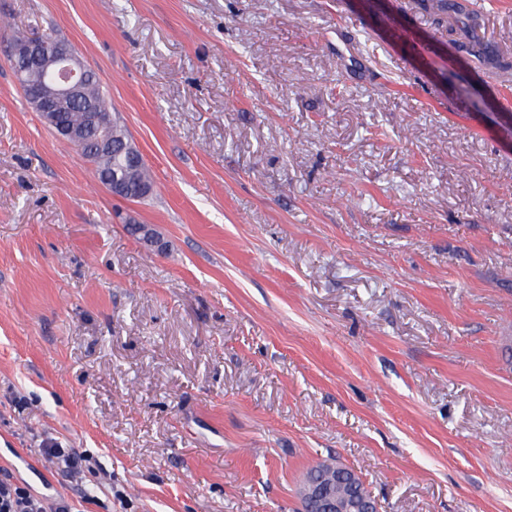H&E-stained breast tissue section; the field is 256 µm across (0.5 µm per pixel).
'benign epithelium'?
Instances as JSON below:
<instances>
[{
    "mask_svg": "<svg viewBox=\"0 0 512 512\" xmlns=\"http://www.w3.org/2000/svg\"><path fill=\"white\" fill-rule=\"evenodd\" d=\"M9 57L43 62L42 73L56 72V78L39 77L34 84H25L29 99L39 110L43 120L56 125V112L65 105L82 101L86 79L85 65L67 46L41 39L20 48L8 46ZM306 512H357L363 504L351 496L340 497L331 488L318 481H308L301 489Z\"/></svg>",
    "mask_w": 512,
    "mask_h": 512,
    "instance_id": "benign-epithelium-1",
    "label": "benign epithelium"
}]
</instances>
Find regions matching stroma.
Here are the masks:
<instances>
[{
	"mask_svg": "<svg viewBox=\"0 0 512 512\" xmlns=\"http://www.w3.org/2000/svg\"><path fill=\"white\" fill-rule=\"evenodd\" d=\"M450 2L0 0L155 173L113 196L0 51V475L297 512L332 459L379 512H512V0ZM39 453L45 462L69 475L79 473L87 461L74 448H43ZM345 473V475H350L351 473L355 475V484L354 488H352L353 494H355L359 499L371 500L372 494L367 489V487L363 484L360 478L350 469L343 467L342 465L336 464L334 462L323 461L315 466L311 467L307 473L306 480L310 479H320L323 477L330 478V476L335 473L336 475V491L340 493H344L346 491V486L341 485L339 483L341 473ZM330 475V476H329Z\"/></svg>",
	"mask_w": 512,
	"mask_h": 512,
	"instance_id": "stroma-1",
	"label": "stroma"
}]
</instances>
